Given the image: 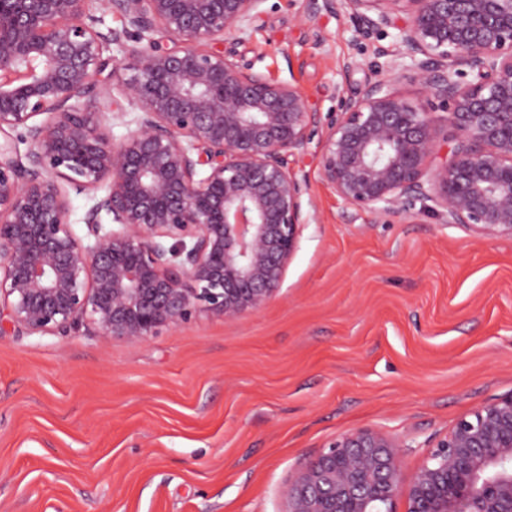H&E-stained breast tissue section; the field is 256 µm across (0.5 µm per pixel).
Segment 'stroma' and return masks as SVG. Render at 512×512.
I'll return each mask as SVG.
<instances>
[{"mask_svg":"<svg viewBox=\"0 0 512 512\" xmlns=\"http://www.w3.org/2000/svg\"><path fill=\"white\" fill-rule=\"evenodd\" d=\"M309 0H264L238 53L322 118L375 46ZM266 308L198 313L145 341L0 335V512H280L288 475L361 426L411 438L405 476L465 412L512 392V238L358 211L319 175Z\"/></svg>","mask_w":512,"mask_h":512,"instance_id":"obj_1","label":"stroma"}]
</instances>
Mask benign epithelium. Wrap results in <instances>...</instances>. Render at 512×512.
I'll use <instances>...</instances> for the list:
<instances>
[{"label": "benign epithelium", "instance_id": "1", "mask_svg": "<svg viewBox=\"0 0 512 512\" xmlns=\"http://www.w3.org/2000/svg\"><path fill=\"white\" fill-rule=\"evenodd\" d=\"M264 2L0 0V335L90 325L143 341L277 296L304 224L307 180L289 158L320 117L236 51ZM311 2L358 38H401L393 55L376 48L391 59L327 126L325 185L359 211L512 237V0ZM105 13L122 31L97 29ZM112 45L123 56H105ZM407 73L453 146L399 91ZM124 100L139 116L116 140L102 122ZM72 191L94 200L91 244L71 228ZM409 447L370 426L334 437L291 471L283 512H396L401 496L406 512H512V392L460 417L407 479Z\"/></svg>", "mask_w": 512, "mask_h": 512}]
</instances>
